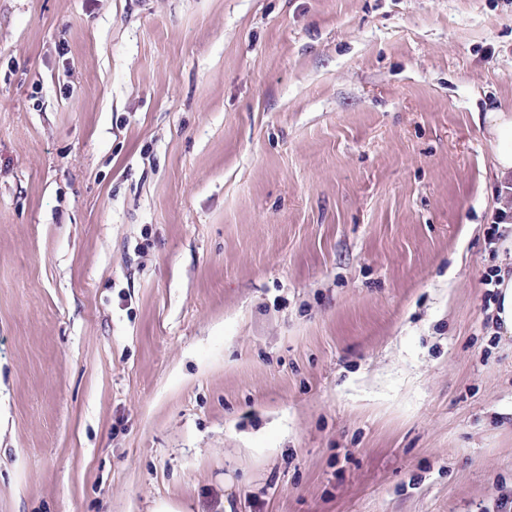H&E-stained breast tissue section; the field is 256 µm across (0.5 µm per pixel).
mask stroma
<instances>
[{"label":"stroma","instance_id":"stroma-1","mask_svg":"<svg viewBox=\"0 0 512 512\" xmlns=\"http://www.w3.org/2000/svg\"><path fill=\"white\" fill-rule=\"evenodd\" d=\"M512 0H0V512H512ZM484 135L493 148L494 165L503 181L512 180V108L489 109L484 116ZM496 296V317L498 332L501 336L512 337V272L506 269L498 274Z\"/></svg>","mask_w":512,"mask_h":512}]
</instances>
